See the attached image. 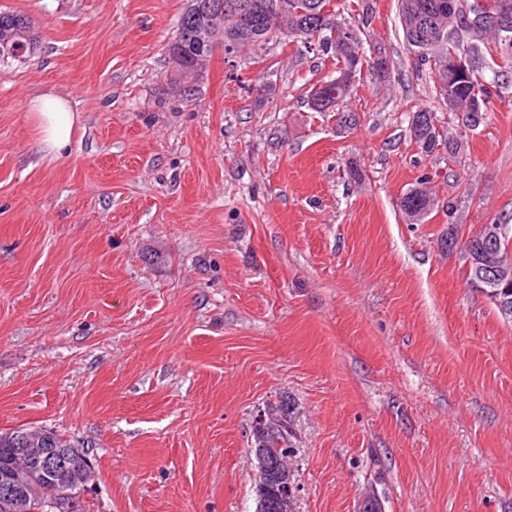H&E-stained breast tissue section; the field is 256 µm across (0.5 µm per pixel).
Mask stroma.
Listing matches in <instances>:
<instances>
[{"label": "stroma", "mask_w": 512, "mask_h": 512, "mask_svg": "<svg viewBox=\"0 0 512 512\" xmlns=\"http://www.w3.org/2000/svg\"><path fill=\"white\" fill-rule=\"evenodd\" d=\"M350 2L390 74L315 112L335 68L287 36L216 48L186 97L167 52L185 0H0L41 32L0 61V431L83 445L81 512H254L252 420L278 401L294 512L369 490L385 512H512V318L444 245L512 226V73L464 127L399 0ZM44 90L80 114L57 160L27 110ZM424 107L458 154L421 153ZM424 175L412 224L398 203Z\"/></svg>", "instance_id": "35a3bbf8"}]
</instances>
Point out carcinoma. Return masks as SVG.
I'll list each match as a JSON object with an SVG mask.
<instances>
[{"mask_svg":"<svg viewBox=\"0 0 512 512\" xmlns=\"http://www.w3.org/2000/svg\"><path fill=\"white\" fill-rule=\"evenodd\" d=\"M489 0H400L401 25L406 42L415 54L419 66H429L430 74L448 66V56L463 53L469 61L470 76L464 85L450 88L448 93L458 99L465 124L473 129L485 120L486 105L492 96H502L504 84L499 82V72L490 79L485 76L487 59L499 58L512 65V37L505 39L497 29L480 26L468 31L456 25V11L466 12L480 23L487 12ZM333 0H187L179 17L174 38L168 44V54L176 65L174 83L183 93L192 91V80L208 66L213 49L224 48L239 52L244 48L263 49L264 46L286 30L288 36L305 44L311 51L332 58L336 71L350 66L359 72L362 67L374 65L363 55L361 38L346 22ZM39 35L28 16L0 11V60L10 59L9 52L25 46V55L37 48ZM322 88H312L310 106L315 112H328L352 92V85L339 83L330 77L320 81ZM436 117L433 110L425 108L414 113L411 133L421 152L430 155L438 146L448 148L454 155L459 143L443 136L428 122ZM427 176H422L418 186L406 191L399 201L401 213L412 224H419L432 207L426 190ZM455 225H448V249L460 247L463 260L480 247V233L458 242ZM292 424L289 414L280 406L268 404L254 420L252 439L256 448H278L280 458L290 456ZM18 431L0 432V477L4 472H14L25 464L17 450ZM254 486L255 512H292V500L283 497L282 487L292 483L284 462L277 466H257Z\"/></svg>","mask_w":512,"mask_h":512,"instance_id":"carcinoma-1","label":"carcinoma"}]
</instances>
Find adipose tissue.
<instances>
[{
  "instance_id": "obj_1",
  "label": "adipose tissue",
  "mask_w": 512,
  "mask_h": 512,
  "mask_svg": "<svg viewBox=\"0 0 512 512\" xmlns=\"http://www.w3.org/2000/svg\"><path fill=\"white\" fill-rule=\"evenodd\" d=\"M27 110L41 136L49 158H59L68 148L80 117L70 101L54 93H44L29 100Z\"/></svg>"
}]
</instances>
